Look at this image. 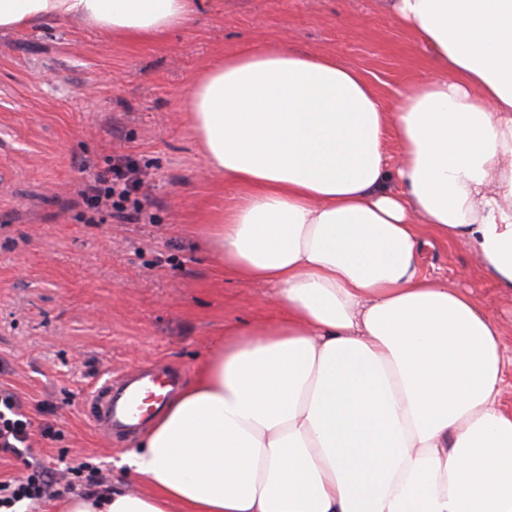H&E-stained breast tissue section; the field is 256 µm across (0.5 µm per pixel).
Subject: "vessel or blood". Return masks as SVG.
I'll return each instance as SVG.
<instances>
[{
    "mask_svg": "<svg viewBox=\"0 0 512 512\" xmlns=\"http://www.w3.org/2000/svg\"><path fill=\"white\" fill-rule=\"evenodd\" d=\"M180 386L179 376L171 371L141 367L93 387L84 411L104 436L118 431L132 436L162 413Z\"/></svg>",
    "mask_w": 512,
    "mask_h": 512,
    "instance_id": "vessel-or-blood-1",
    "label": "vessel or blood"
}]
</instances>
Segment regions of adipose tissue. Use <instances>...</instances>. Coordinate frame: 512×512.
Segmentation results:
<instances>
[{
	"label": "adipose tissue",
	"mask_w": 512,
	"mask_h": 512,
	"mask_svg": "<svg viewBox=\"0 0 512 512\" xmlns=\"http://www.w3.org/2000/svg\"><path fill=\"white\" fill-rule=\"evenodd\" d=\"M386 8L443 71L393 107L360 70L285 48L193 82L205 165L238 190L211 240L280 312L228 329L125 456L145 491L64 512H512L502 327L421 266L461 242L512 294V0ZM196 16L197 0H0V31L162 37Z\"/></svg>",
	"instance_id": "obj_1"
}]
</instances>
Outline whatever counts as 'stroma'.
<instances>
[{"mask_svg": "<svg viewBox=\"0 0 512 512\" xmlns=\"http://www.w3.org/2000/svg\"><path fill=\"white\" fill-rule=\"evenodd\" d=\"M194 26L158 40L62 20L0 32V384L50 425L32 458L86 463L113 488L137 440L93 431L83 400L106 373L159 362L193 372L225 328L279 313L270 290L225 270L208 228L237 190L203 162L192 82L250 44L328 55L364 71L386 102L438 76L431 52L382 0H201ZM127 156L147 175L141 220L88 223L78 192ZM423 268L472 290L505 328L512 298L462 243L426 248Z\"/></svg>", "mask_w": 512, "mask_h": 512, "instance_id": "35a3bbf8", "label": "stroma"}]
</instances>
